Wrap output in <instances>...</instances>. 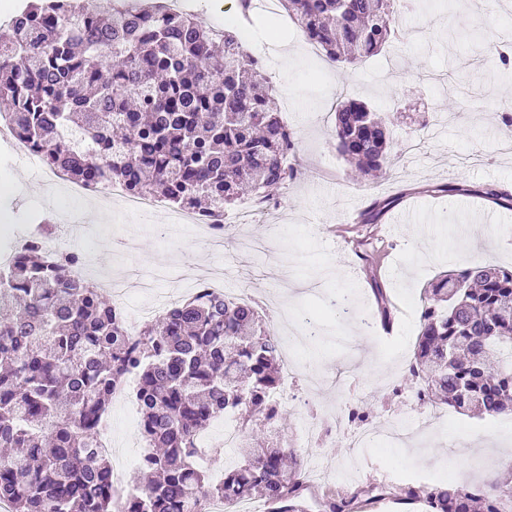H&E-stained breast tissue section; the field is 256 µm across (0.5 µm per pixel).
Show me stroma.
I'll return each mask as SVG.
<instances>
[{
  "label": "stroma",
  "instance_id": "obj_1",
  "mask_svg": "<svg viewBox=\"0 0 512 512\" xmlns=\"http://www.w3.org/2000/svg\"><path fill=\"white\" fill-rule=\"evenodd\" d=\"M403 32L400 41L348 70L328 64L289 18L254 17L253 54L261 58L280 105V117L299 135L301 171L273 197L280 210L257 218L248 232L265 250H239L238 227H229L223 244L207 248L186 243L171 227L161 236L155 218L109 211L108 223L80 230L73 247L88 248L99 266L113 276L133 281L138 270L168 265L159 288L174 278L190 279L230 265L226 294L262 304L276 329L300 330L306 320L318 322L317 338L297 351L285 350L317 380L312 394L284 397L280 414L289 430L299 426L305 407L325 410L341 398L346 382L370 388L366 401L371 420L389 413L413 423V451L399 456L379 441L352 456L343 437L316 448L319 457L339 464L336 475L311 472L303 498L317 512L325 489L343 493L386 484L387 499L366 512H409L399 489L413 483L425 488L456 483L442 467L455 444H462L468 484H481L512 474V417L460 414L444 407L420 406L395 384L407 372L419 331L424 286L439 273L479 261L512 267V208L491 205L486 187L512 191V128L502 124L489 105L500 90L512 86V67L493 58L490 40L512 42V0H428L424 10L393 6ZM366 102L391 121L392 152L399 161L379 183L354 176L328 136L334 109L348 99ZM12 186L0 191V225L13 233L38 226L49 230L61 221L65 201L50 176L13 159L0 147V174ZM454 185L452 195L430 194V187ZM395 204L378 224H343L347 210H362L374 197ZM413 212L401 223V210ZM125 225L137 247L131 256L112 247L113 225ZM380 257L378 272L394 313L392 335L368 330L357 319L339 313L332 301L375 313L377 306L367 272L356 252Z\"/></svg>",
  "mask_w": 512,
  "mask_h": 512
}]
</instances>
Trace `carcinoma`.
Masks as SVG:
<instances>
[{"label": "carcinoma", "instance_id": "1", "mask_svg": "<svg viewBox=\"0 0 512 512\" xmlns=\"http://www.w3.org/2000/svg\"><path fill=\"white\" fill-rule=\"evenodd\" d=\"M283 13L332 63L352 67L395 34L390 0H279ZM0 41V99L18 134L48 167L76 183L119 182L140 196L221 218L244 196L295 177L297 133L279 116L264 67L236 30L220 32L153 3L107 12L95 0H35ZM81 131L82 150L67 139ZM338 152L366 176L387 173L389 124L359 100L336 110ZM393 201L373 199L363 223ZM79 260L53 265L30 247L0 283V500L11 512H206L212 496L259 497L269 512L299 503L303 463L273 428L268 441L209 482L196 438L233 411L245 426L274 420L281 342L258 307L228 296L184 301L125 334L122 313L85 279ZM380 322H391L375 259L363 254ZM412 375L423 402L458 412L512 415V269L474 263L423 291ZM130 374L148 460L117 496L106 456L91 451L114 392ZM359 488L329 493L320 512H350ZM428 512H512V475L481 485H408Z\"/></svg>", "mask_w": 512, "mask_h": 512}]
</instances>
